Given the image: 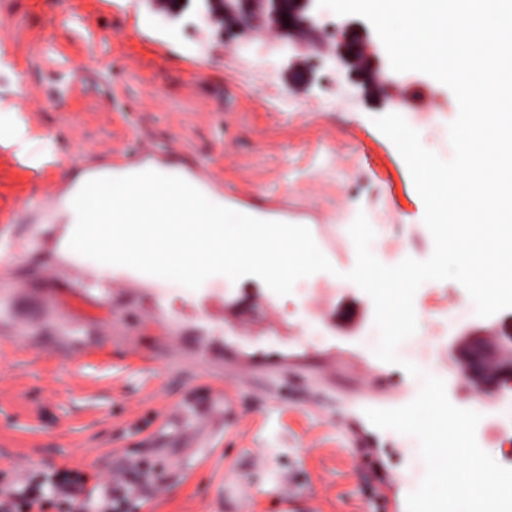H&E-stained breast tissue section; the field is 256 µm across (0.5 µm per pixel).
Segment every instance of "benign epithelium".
I'll return each instance as SVG.
<instances>
[{
	"label": "benign epithelium",
	"mask_w": 512,
	"mask_h": 512,
	"mask_svg": "<svg viewBox=\"0 0 512 512\" xmlns=\"http://www.w3.org/2000/svg\"><path fill=\"white\" fill-rule=\"evenodd\" d=\"M315 0H263L262 8L254 0H216L214 5L224 15L236 19L230 30L219 33L227 40H237L254 27L273 34L292 50L289 63L303 61L315 71L328 61L341 64L349 83L361 95L371 98V83L384 75L390 93L400 81L386 67L385 59L370 32L353 21L330 34L320 29L314 16ZM448 352L459 369L461 381L477 392L490 396L512 387V329L502 336L496 327L467 329L453 337Z\"/></svg>",
	"instance_id": "7a95c632"
}]
</instances>
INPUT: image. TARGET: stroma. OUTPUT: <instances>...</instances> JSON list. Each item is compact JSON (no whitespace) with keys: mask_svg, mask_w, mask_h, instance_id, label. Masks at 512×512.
Returning a JSON list of instances; mask_svg holds the SVG:
<instances>
[{"mask_svg":"<svg viewBox=\"0 0 512 512\" xmlns=\"http://www.w3.org/2000/svg\"><path fill=\"white\" fill-rule=\"evenodd\" d=\"M199 0L178 14L152 0H0V486L68 467L97 491L118 461L165 470L131 512H281L286 494L319 512H395L424 477L416 444L375 428L368 408H396L419 392L413 376L375 355L374 305L346 272L348 233L365 213L374 256L428 259L432 236L408 168L343 70L292 68L267 33L226 46ZM402 112L424 147L453 150L452 91L412 74ZM22 120L28 154L11 146ZM220 178L226 206L307 226L334 267L320 273L324 312L299 291L272 295L258 314L254 276L188 288L131 272L101 279L61 258L62 224L40 210L7 218L68 169L135 158ZM456 281L414 297L430 368L449 400L472 391L446 347L462 330L497 326L464 314ZM457 314L434 337L427 310ZM238 417L224 418L225 403Z\"/></svg>","mask_w":512,"mask_h":512,"instance_id":"35a3bbf8","label":"stroma"}]
</instances>
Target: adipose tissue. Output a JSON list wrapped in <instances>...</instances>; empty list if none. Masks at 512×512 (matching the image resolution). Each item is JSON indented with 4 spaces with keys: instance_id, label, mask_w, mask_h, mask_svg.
<instances>
[{
    "instance_id": "adipose-tissue-1",
    "label": "adipose tissue",
    "mask_w": 512,
    "mask_h": 512,
    "mask_svg": "<svg viewBox=\"0 0 512 512\" xmlns=\"http://www.w3.org/2000/svg\"><path fill=\"white\" fill-rule=\"evenodd\" d=\"M112 170H73L56 202L64 226L58 253L108 277L134 271L149 280L175 276L200 287L243 266L264 269L273 283L288 285L306 263L317 261L312 244L288 224H269L255 214L223 224H168L138 196L113 198ZM132 209L129 223L112 221L113 206Z\"/></svg>"
}]
</instances>
